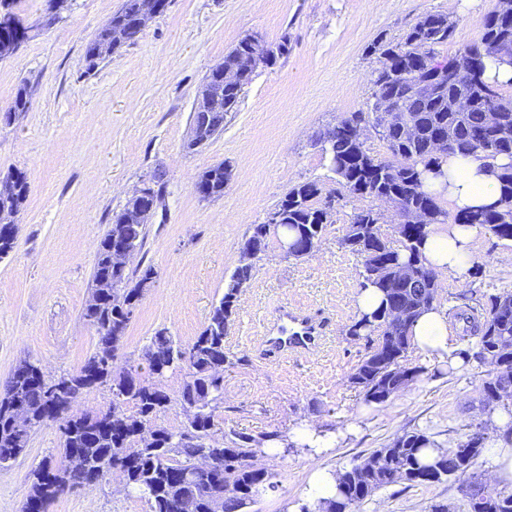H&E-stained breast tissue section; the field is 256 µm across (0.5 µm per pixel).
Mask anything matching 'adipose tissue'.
Wrapping results in <instances>:
<instances>
[{"mask_svg": "<svg viewBox=\"0 0 512 512\" xmlns=\"http://www.w3.org/2000/svg\"><path fill=\"white\" fill-rule=\"evenodd\" d=\"M428 184L459 210L496 203L500 196L494 173L486 160L478 156L449 158L442 176L429 178ZM476 233L473 226L449 225L448 229L428 236L423 255L437 271L466 281L471 265L470 247ZM412 336L415 347L427 357L440 362L450 360L454 344L449 336L447 317L439 308L421 314L413 324Z\"/></svg>", "mask_w": 512, "mask_h": 512, "instance_id": "1", "label": "adipose tissue"}]
</instances>
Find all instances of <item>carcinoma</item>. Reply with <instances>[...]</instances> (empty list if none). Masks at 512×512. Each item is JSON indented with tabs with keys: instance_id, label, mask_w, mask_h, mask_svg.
Returning <instances> with one entry per match:
<instances>
[{
	"instance_id": "obj_1",
	"label": "carcinoma",
	"mask_w": 512,
	"mask_h": 512,
	"mask_svg": "<svg viewBox=\"0 0 512 512\" xmlns=\"http://www.w3.org/2000/svg\"><path fill=\"white\" fill-rule=\"evenodd\" d=\"M139 0H122L117 25L100 30L85 49L88 68L104 55L98 45L107 43L117 50L133 40L131 31ZM454 32V22L443 13H429L412 25L400 41L379 44L383 66L373 72V98L393 102L408 124H381L378 113L360 109L340 116L334 125L317 138L322 153L329 157L337 181L351 195L387 203L402 211L429 209L431 223L424 227H402L393 241L382 235L377 223L378 211L372 206L360 208L351 216L347 230H360L368 241L370 257L354 244L343 246L361 259L360 287H374L384 295L380 310L354 320L347 328L351 339H373L366 353L353 369L351 378L368 405L383 406L390 384L407 376L415 380L428 373L416 363L407 366L412 348V323L427 308L421 305V291L440 288L438 273L429 268L421 246L434 224L448 223V212L440 197L429 191V175L448 161V156L480 153L495 161L507 158L511 163L493 169L500 185V202L480 209L456 213L454 222L476 225L490 240L512 242V141L501 142L488 121V114L498 111V120L512 129V108H504L500 83L485 78V60L493 58L512 67V16L495 8L484 20L480 40L452 57L437 54L436 47L447 43ZM253 45L241 39L224 55V64L238 67L241 82L224 87L207 74L204 85L222 92V104L210 113L194 110L191 124H208L213 132L224 129L227 113L233 111L254 73ZM366 124L386 148L375 154L352 134V128ZM452 135L447 154L434 148L440 136ZM209 187L212 199L224 196V170L214 165L199 175ZM322 186L307 181L292 188L277 204L280 229L256 224L245 245L264 252L268 239L283 229L300 249L313 239L324 236L331 223L332 210L322 200ZM28 193L23 174H16V191L0 195V206L20 209ZM133 204L128 202L115 213L112 224L98 244L92 274V299L84 317L97 333L94 352L79 370L46 377L37 361H26L28 368L16 367L0 387V468L12 465L28 447L31 434L51 423L58 425L62 439L61 465L40 464L32 472V481L22 512H48L49 506L69 490L106 480L112 473L122 475L124 488L139 494L149 512H179L176 490L195 493L196 512H212L214 500L222 501L223 512H241L272 486L274 472L259 458L274 459L279 453H267L265 447L280 445L283 452L293 447L288 432L265 431L258 434L229 432L217 440L218 411L224 404V370L243 364L224 349L226 324L235 316L241 286L249 283L254 272L236 267L224 295L213 307L208 322L194 341L183 345L165 329L150 338L143 355L148 375L136 369L117 368L116 361L129 323L130 314L142 298L141 284L154 275L147 267L134 279L136 271H116L108 261V251L118 235L142 249L147 229L144 224H127ZM400 267L413 277L393 293L388 278ZM502 292L479 306L476 329L465 345L455 352L462 363L500 362L512 367V310L499 309ZM410 312L407 321L397 326V310ZM180 372L184 381L179 394L170 396L157 380ZM110 386L112 403L94 413L76 409L83 395L100 386ZM21 397L30 414V423L18 426L12 417V402ZM131 404L128 414L123 406ZM171 406L181 408L186 421L174 431L158 423L159 414ZM478 447L465 455L466 463L455 456L454 449L438 452L429 459L425 450L436 447L422 431H406L396 436L386 448H377L337 469L338 495L326 502L308 501L299 512H357L362 503L377 491L393 485L430 486L468 473L485 448L487 427L477 424ZM81 455L82 463L70 464L72 453ZM469 512H512V494L504 495L477 485L466 489Z\"/></svg>"
}]
</instances>
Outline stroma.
<instances>
[{"label":"stroma","instance_id":"35a3bbf8","mask_svg":"<svg viewBox=\"0 0 512 512\" xmlns=\"http://www.w3.org/2000/svg\"><path fill=\"white\" fill-rule=\"evenodd\" d=\"M34 32L0 59V181L23 173L29 193L16 214V246L0 259V385L24 359L52 374L78 370L97 343L84 317L98 243L131 194L162 171L166 192L131 267L155 275L129 324L119 364L146 370L143 350L157 329L188 345L205 327L237 266L253 225L264 223L289 190L319 181L335 195L331 224L312 256L286 258L277 237L256 263L239 298L226 352L246 358L224 373L221 429L248 433L329 424L341 437L330 452L294 451L275 460L276 484L242 512H294L315 470H336L353 458L421 430L441 448L454 447L469 425L487 420L483 386L490 369L472 364L437 377L421 376L391 402L369 407L349 376L368 342L346 329L356 316L360 259L339 239L362 199L338 184L316 145L320 131L370 102L375 45L398 41L419 18L447 14L455 23L452 56L477 40L496 0H168L163 13L97 69L85 47L122 0H68L58 18L50 0H6ZM265 45L287 43L276 64H258L224 129L195 152L183 148L191 114L209 70L244 36ZM31 105L8 121L17 89ZM225 164L223 197L193 191L207 168ZM483 276L456 283L441 276L453 305L512 292V242H472ZM322 318L328 341L317 355L280 364L261 358L262 322L282 306ZM61 433L50 424L32 433L27 451L0 469V512H20L28 474L39 463L58 466ZM465 479L430 487L397 484L378 491L359 512H428L447 504L467 512ZM119 474L71 490L49 512H147Z\"/></svg>","mask_w":512,"mask_h":512}]
</instances>
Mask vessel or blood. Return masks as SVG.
Instances as JSON below:
<instances>
[{
  "label": "vessel or blood",
  "instance_id": "vessel-or-blood-1",
  "mask_svg": "<svg viewBox=\"0 0 512 512\" xmlns=\"http://www.w3.org/2000/svg\"><path fill=\"white\" fill-rule=\"evenodd\" d=\"M264 333V348L276 362L292 351L317 353L323 343L321 324L288 309L282 310L278 322L266 327Z\"/></svg>",
  "mask_w": 512,
  "mask_h": 512
}]
</instances>
